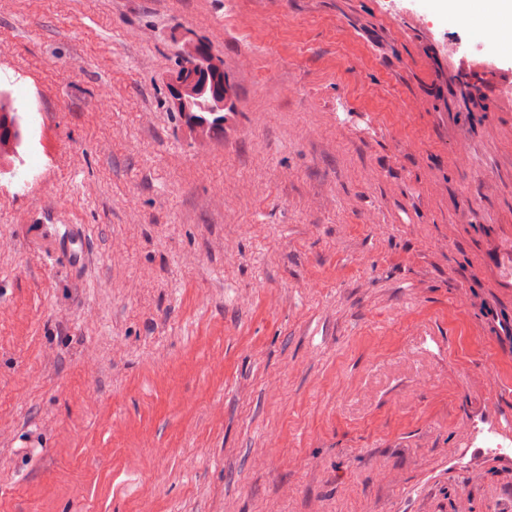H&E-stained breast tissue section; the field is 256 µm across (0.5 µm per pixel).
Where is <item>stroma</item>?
I'll list each match as a JSON object with an SVG mask.
<instances>
[{
    "label": "stroma",
    "mask_w": 512,
    "mask_h": 512,
    "mask_svg": "<svg viewBox=\"0 0 512 512\" xmlns=\"http://www.w3.org/2000/svg\"><path fill=\"white\" fill-rule=\"evenodd\" d=\"M459 11L0 0V512H512L464 455L512 432V54ZM189 37L238 94L205 168ZM200 79L201 73L192 66H186L182 72H173L168 79L171 101L178 104L186 94L194 93ZM11 98L10 93L0 92V143L12 142L17 150L21 144L23 123L17 110L6 111L3 102Z\"/></svg>",
    "instance_id": "35a3bbf8"
}]
</instances>
